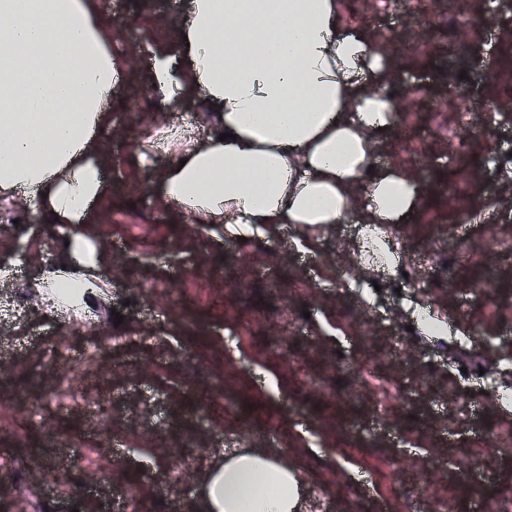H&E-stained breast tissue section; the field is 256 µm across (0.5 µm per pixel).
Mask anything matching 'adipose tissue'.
Returning a JSON list of instances; mask_svg holds the SVG:
<instances>
[{
  "label": "adipose tissue",
  "instance_id": "adipose-tissue-1",
  "mask_svg": "<svg viewBox=\"0 0 512 512\" xmlns=\"http://www.w3.org/2000/svg\"><path fill=\"white\" fill-rule=\"evenodd\" d=\"M174 30L188 39L180 72L158 48L150 80L206 100L213 131L163 170L159 203L245 238L354 220L377 231L393 267L379 229L404 222L419 191L397 167L370 170L396 112L385 39L344 22L337 0H191ZM108 41L93 0H0V202L40 200L83 267L97 261L88 230L105 191ZM222 471L206 483L208 512H297L298 472L281 450L235 455Z\"/></svg>",
  "mask_w": 512,
  "mask_h": 512
}]
</instances>
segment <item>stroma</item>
<instances>
[{
    "label": "stroma",
    "instance_id": "obj_1",
    "mask_svg": "<svg viewBox=\"0 0 512 512\" xmlns=\"http://www.w3.org/2000/svg\"><path fill=\"white\" fill-rule=\"evenodd\" d=\"M186 3L94 0L119 72L112 121L98 133L108 162L94 206L96 285L79 305L45 299L46 278L75 271L58 225L24 197L0 206V260L29 256L0 275V299L29 291L28 316L0 315V402L15 407L0 418V448L13 451L0 512H125L131 487L146 512H206L203 484L243 434L287 451L304 512H482V498L512 494V412L498 399L512 389V119L494 110L512 99V10L499 0H456L450 13L439 0H340L344 20L394 40L392 68L411 77L388 83L405 106L378 153L421 191L403 235L389 237L417 283L398 293L356 265L357 224L248 244L220 224L196 235L161 207L156 185L173 155L143 163L139 142L185 112L193 137L210 132L199 97L171 100L150 82V43L179 62L173 23ZM418 32L434 51H416ZM373 282L380 292L364 299ZM420 308L447 318V337L413 330ZM91 329L123 342L87 357ZM61 337L99 414L70 405L16 428L21 405L55 384L38 354ZM364 362L402 392L375 405L354 371ZM47 427L68 446L45 447Z\"/></svg>",
    "mask_w": 512,
    "mask_h": 512
}]
</instances>
